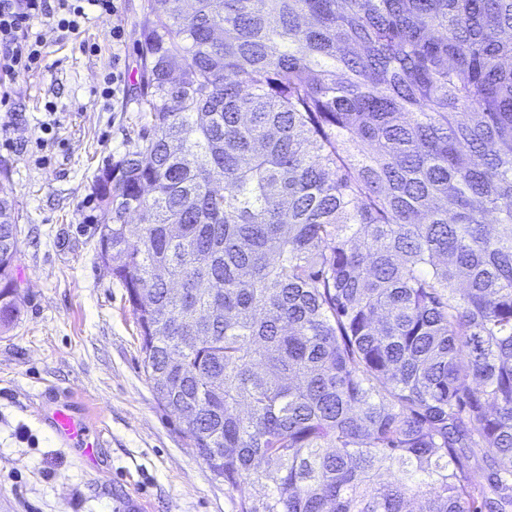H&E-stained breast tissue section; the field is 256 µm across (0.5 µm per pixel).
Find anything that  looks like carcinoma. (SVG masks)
<instances>
[{"label": "carcinoma", "mask_w": 512, "mask_h": 512, "mask_svg": "<svg viewBox=\"0 0 512 512\" xmlns=\"http://www.w3.org/2000/svg\"><path fill=\"white\" fill-rule=\"evenodd\" d=\"M140 58L96 222L240 512H512V0H148Z\"/></svg>", "instance_id": "obj_1"}]
</instances>
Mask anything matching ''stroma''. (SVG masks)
I'll return each mask as SVG.
<instances>
[{"label": "stroma", "instance_id": "stroma-1", "mask_svg": "<svg viewBox=\"0 0 512 512\" xmlns=\"http://www.w3.org/2000/svg\"><path fill=\"white\" fill-rule=\"evenodd\" d=\"M146 4L122 0L116 16L74 33L36 24L41 70L0 80L9 99L0 124L14 142L0 148V196L19 227V308L0 328V512H118L131 489L148 512H239L260 491L224 485L158 406L127 292L100 257L93 184L139 122ZM115 68L126 88L102 95ZM64 404L103 435L95 465L53 432L49 419Z\"/></svg>", "mask_w": 512, "mask_h": 512}]
</instances>
